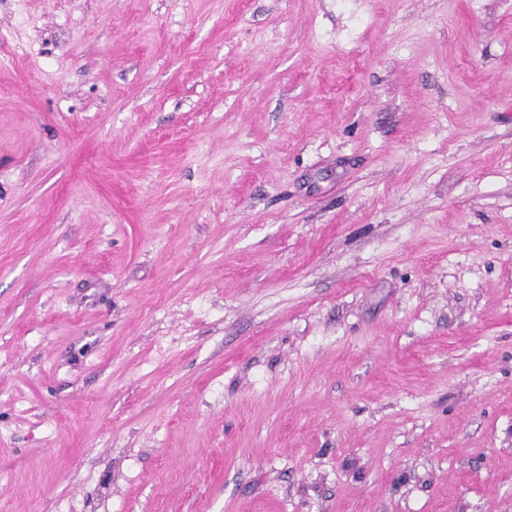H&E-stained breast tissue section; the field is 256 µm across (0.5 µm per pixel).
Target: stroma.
<instances>
[{"label":"stroma","mask_w":512,"mask_h":512,"mask_svg":"<svg viewBox=\"0 0 512 512\" xmlns=\"http://www.w3.org/2000/svg\"><path fill=\"white\" fill-rule=\"evenodd\" d=\"M0 512H512V0H0Z\"/></svg>","instance_id":"35a3bbf8"}]
</instances>
